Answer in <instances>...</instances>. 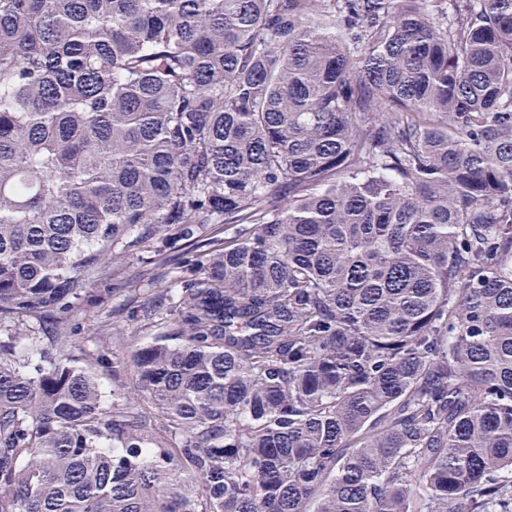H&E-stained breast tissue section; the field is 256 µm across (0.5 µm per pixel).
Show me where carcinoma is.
<instances>
[{"instance_id": "carcinoma-1", "label": "carcinoma", "mask_w": 512, "mask_h": 512, "mask_svg": "<svg viewBox=\"0 0 512 512\" xmlns=\"http://www.w3.org/2000/svg\"><path fill=\"white\" fill-rule=\"evenodd\" d=\"M0 512H512V0H0ZM202 239V238H197ZM181 240L177 244L156 243L155 247L161 249L160 256L155 253L143 252L137 258L135 257L129 264L118 268L114 283H125L107 296L98 297L93 304L87 307V313L82 315L80 330L77 334L80 345L87 358L94 364L93 370L96 372L99 382L106 388L112 389V374L105 365L97 363L96 358L104 354L108 361L112 363L114 356L126 357L131 344L125 342L128 336L136 334L138 341L149 340L155 332V328L148 324L150 321L141 318L132 317L131 312L142 306H151L158 310V314L153 319L158 320L160 314L165 316L169 313V288H178V284H173V278L177 272L180 276H188V273H181L183 269H177L173 265L174 260L183 258L195 259L199 252L197 251L196 240ZM170 261L161 262L163 258ZM96 327V334L88 335V325ZM121 327L125 329L124 336H115L114 328ZM124 337V340L119 338Z\"/></svg>"}]
</instances>
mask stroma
I'll list each match as a JSON object with an SVG mask.
<instances>
[{
	"label": "stroma",
	"mask_w": 512,
	"mask_h": 512,
	"mask_svg": "<svg viewBox=\"0 0 512 512\" xmlns=\"http://www.w3.org/2000/svg\"><path fill=\"white\" fill-rule=\"evenodd\" d=\"M160 248V253L144 252L129 264L120 266L115 277L119 289L97 298L82 317L78 332L80 345L87 358L93 361V369L104 386H111L112 374L104 363H97V356L111 359L128 355L131 346L127 338L131 335L142 342L149 340L154 329L147 320L134 317V310L151 306L159 313H167L176 261L193 259L198 254L197 243L193 240L172 245L164 242ZM119 327L124 328L125 338L116 336L115 330Z\"/></svg>",
	"instance_id": "1"
}]
</instances>
